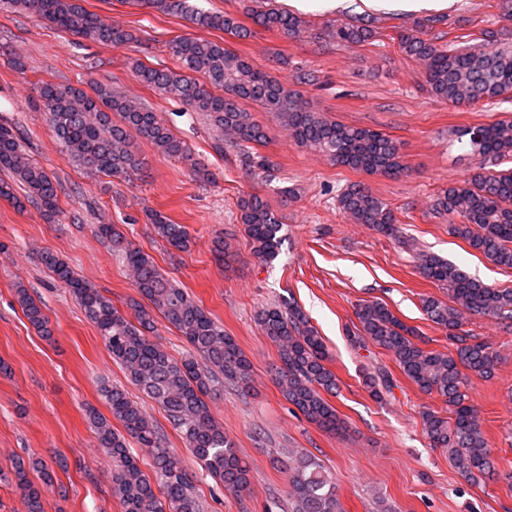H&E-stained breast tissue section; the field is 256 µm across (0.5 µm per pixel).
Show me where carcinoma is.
Wrapping results in <instances>:
<instances>
[{"label":"carcinoma","mask_w":512,"mask_h":512,"mask_svg":"<svg viewBox=\"0 0 512 512\" xmlns=\"http://www.w3.org/2000/svg\"><path fill=\"white\" fill-rule=\"evenodd\" d=\"M143 4L164 13L180 12L200 28L238 38L251 33L232 14L199 10L189 0H143ZM0 8L25 9L50 27L103 45L137 41L133 31L105 22L87 10L82 0H0ZM249 16L255 26L287 36L304 28L300 17L275 8L253 10ZM441 22L443 18L433 17L415 23L411 32L398 34L402 50L421 61L431 95L459 107L511 96L512 30L488 32L483 43L448 47L426 37V30ZM332 36L340 45H357L372 40L374 31L367 24L341 23L333 28ZM169 48L182 70L135 61L132 73L136 80L202 113L217 130L232 134L243 158L251 159L249 145H262L268 139L266 126L245 108L251 102L275 117L298 146L321 153L335 165L389 178L407 175L398 140L377 129L337 122L303 106L296 93L223 43L179 37ZM196 74L205 81H197ZM90 84V93L47 82L39 88L53 135L71 163L114 177L141 170L143 159L130 141L133 132L158 153L190 162L194 180H209L208 169L191 158L186 144L153 108L119 94L108 84L96 80ZM215 89L223 94H214ZM113 114L121 117V124L112 123ZM463 137L475 166L467 179L441 189L431 214L458 218L451 225L456 236L495 265L512 269V169H496L500 160L512 157V119L464 128L458 133V138ZM0 171L8 173V178H0L1 199L20 208L34 203L45 214H55L56 184L27 155L16 129L4 123H0ZM337 204L356 224L387 235L396 232L399 219L394 211L363 183L349 185L338 195ZM238 207L253 256L261 261L274 258L282 224L267 200L252 192L240 199ZM150 220L157 236L167 244L180 252L189 251L191 238L184 225L172 223L160 212L152 213ZM96 232L122 256L133 272L134 288L149 306L133 300L127 304L128 311L121 310L51 251L40 254L41 264L55 274L97 326L112 358L124 367L132 383L167 412L183 434L187 450L207 473L226 489H249L250 467L207 403L215 385L225 380L243 389L250 387L249 358L224 331V325L166 278L154 259L129 242L117 225L99 224ZM418 266L424 277L446 290L448 300L427 296L422 307L427 317L448 333L454 352L427 348L424 338L378 301L357 305L355 339L387 351L421 391L444 400L445 411L422 413L423 431L433 447L449 449L464 478L474 480L490 472L493 461L479 411L468 403L466 387L471 374L485 379L493 376L496 354L490 343L475 340L463 325L468 315L511 324L512 288H495L435 255H420ZM16 296L28 321L42 335H52L42 305L22 285ZM157 312L186 339L189 356L178 360L151 338ZM258 324L278 348L274 376L282 396L317 427L334 434L344 432L345 421L324 397L337 386L329 353L303 311L292 305L286 309L271 305L259 312ZM365 385L378 397L391 390L394 380L389 371L378 368L367 374ZM103 396L123 431L115 430L110 420L96 413L90 418L99 447L112 455V489L122 512H204L180 457L166 446L138 404L117 386L103 388ZM129 437L150 450L155 479L145 476L127 448ZM275 463L288 474V512H345L336 479L319 457L296 449ZM32 466L34 463L19 459L12 476L27 498L29 512H42L40 489L28 479Z\"/></svg>","instance_id":"carcinoma-1"}]
</instances>
